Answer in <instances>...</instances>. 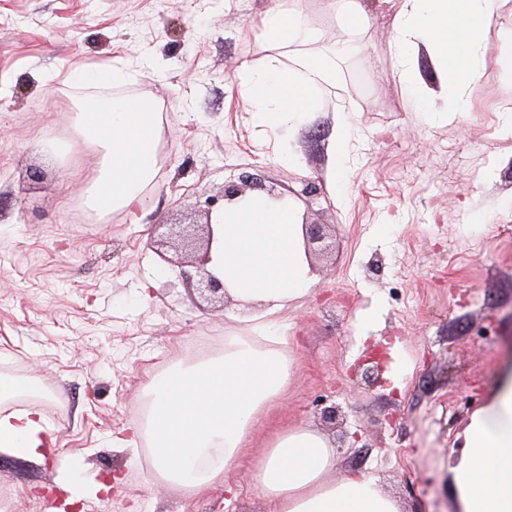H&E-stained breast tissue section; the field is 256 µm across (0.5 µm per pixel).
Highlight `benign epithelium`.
I'll return each mask as SVG.
<instances>
[{
  "mask_svg": "<svg viewBox=\"0 0 512 512\" xmlns=\"http://www.w3.org/2000/svg\"><path fill=\"white\" fill-rule=\"evenodd\" d=\"M254 184V177L244 175L241 185H224L223 197L232 201L244 196V187ZM216 201L207 202L204 211L205 223H170L165 225L166 231L160 238L154 240L158 247H170L179 252L181 257L193 263L195 268V290L202 301L212 305L224 306L228 293L224 280L218 278L208 270L211 244L213 241L212 214ZM305 237L308 244V253L325 256L332 253L333 243L329 242L330 234L326 232L328 225L315 222H304Z\"/></svg>",
  "mask_w": 512,
  "mask_h": 512,
  "instance_id": "1",
  "label": "benign epithelium"
}]
</instances>
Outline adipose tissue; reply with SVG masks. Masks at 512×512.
Returning <instances> with one entry per match:
<instances>
[{"instance_id":"1","label":"adipose tissue","mask_w":512,"mask_h":512,"mask_svg":"<svg viewBox=\"0 0 512 512\" xmlns=\"http://www.w3.org/2000/svg\"><path fill=\"white\" fill-rule=\"evenodd\" d=\"M502 2L399 0L390 53L407 100L426 104L408 67L415 46L423 43L435 52L449 112L462 117L471 111L466 87L480 75V49ZM315 37L299 0H274L264 13L256 45L263 64L242 78L244 97L259 121L293 126L317 111L319 94L336 80L331 52L322 48L296 58L270 52ZM81 123L84 138L105 150L101 179L86 191L88 204L100 211L132 209L156 170L154 102L89 103ZM213 220L208 268L223 275L237 302L272 311L305 292L310 266L303 226L292 209L244 199L226 204ZM290 369L283 349L234 337L221 359L178 366L155 379L147 422H135L132 438L119 445L132 447L135 434L149 431L161 475L204 490L246 447L255 415L286 388ZM47 429L37 409L1 411L0 454L43 457ZM464 441L465 453L450 470L459 512H512V363L501 371L489 403L472 416ZM333 461V447L318 433L302 426L278 433L254 475L269 512H398L372 478L327 480Z\"/></svg>"}]
</instances>
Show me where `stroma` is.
Returning a JSON list of instances; mask_svg holds the SVG:
<instances>
[{
  "label": "stroma",
  "mask_w": 512,
  "mask_h": 512,
  "mask_svg": "<svg viewBox=\"0 0 512 512\" xmlns=\"http://www.w3.org/2000/svg\"><path fill=\"white\" fill-rule=\"evenodd\" d=\"M360 2L368 20L349 37L322 0H300L336 49V86L289 129L259 122L238 78L258 59L271 0H0V377L39 382L0 405L51 424L41 460L0 455V512H65L70 477L113 482L79 512H269L254 469L295 426L333 446L328 480L360 473L399 512H457L450 468L512 352V130L500 119L512 108V0L482 45L462 118L441 116L439 98L432 116L406 102L389 61L396 9ZM107 65L126 70L123 84L69 80ZM116 93L155 101L159 164L134 212L79 220L73 205L100 176L81 105ZM339 118L347 187L334 195L327 145ZM245 171L334 225L336 251L305 294L267 316L286 340L288 385L223 478L195 493L157 478L149 435L132 451L112 436L147 420L152 380L250 335V312L194 301L180 256L147 246L156 225L193 221ZM309 182L319 193L305 201ZM331 405L332 427L320 419Z\"/></svg>",
  "instance_id": "1"
}]
</instances>
